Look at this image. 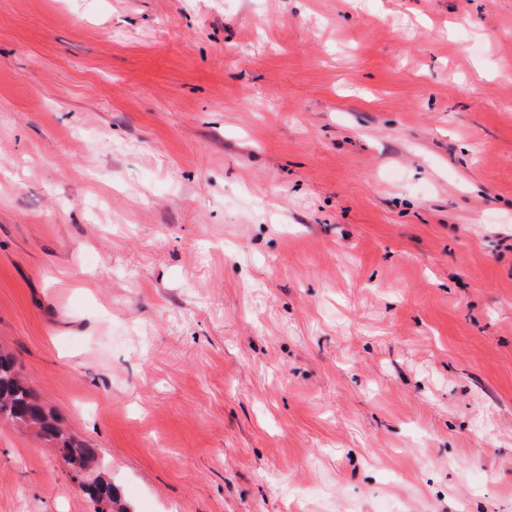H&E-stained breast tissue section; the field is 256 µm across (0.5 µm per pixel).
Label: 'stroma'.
<instances>
[{
    "label": "stroma",
    "instance_id": "35a3bbf8",
    "mask_svg": "<svg viewBox=\"0 0 512 512\" xmlns=\"http://www.w3.org/2000/svg\"><path fill=\"white\" fill-rule=\"evenodd\" d=\"M0 346L132 512H512V0H0Z\"/></svg>",
    "mask_w": 512,
    "mask_h": 512
}]
</instances>
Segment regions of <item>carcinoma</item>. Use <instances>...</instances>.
<instances>
[{
  "label": "carcinoma",
  "instance_id": "obj_1",
  "mask_svg": "<svg viewBox=\"0 0 512 512\" xmlns=\"http://www.w3.org/2000/svg\"><path fill=\"white\" fill-rule=\"evenodd\" d=\"M0 425L32 431L52 443L72 478L79 480L90 498L104 505L99 512H129L128 506L118 503L111 480L100 475L90 477L98 460V449L66 433L63 419L44 409L19 374L14 357L3 349H0Z\"/></svg>",
  "mask_w": 512,
  "mask_h": 512
}]
</instances>
